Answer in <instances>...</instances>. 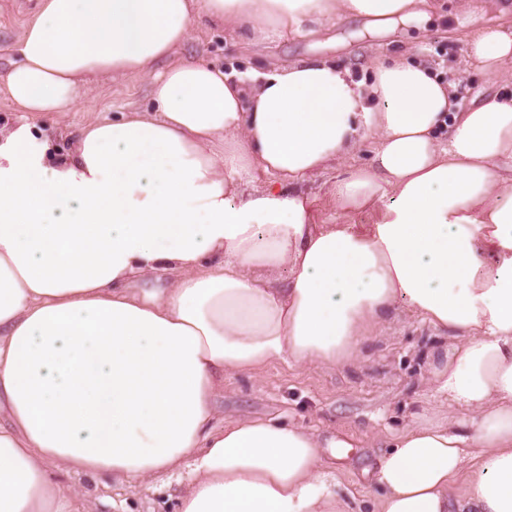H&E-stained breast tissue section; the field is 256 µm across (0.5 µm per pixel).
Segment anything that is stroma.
<instances>
[{
	"label": "stroma",
	"instance_id": "1",
	"mask_svg": "<svg viewBox=\"0 0 512 512\" xmlns=\"http://www.w3.org/2000/svg\"><path fill=\"white\" fill-rule=\"evenodd\" d=\"M38 0H0V77L16 61V45L25 24L33 17ZM473 16L449 11L432 16L425 28H397L383 39L382 50L398 52L427 64L448 82L462 107L492 97L512 98V74L492 78L476 68L460 69L465 36L474 23L507 25L512 16L499 13V0H474ZM337 46L324 47L292 36L252 47L240 33L224 31L209 21H193L189 40L177 56L201 59L235 76L265 69L276 60L296 61L329 53L361 77L371 51L359 33V24L334 27ZM150 108L149 84L141 77L93 84L70 112L48 113L38 118V129L52 132L61 154H68L80 125L91 117L114 119L129 110ZM442 341L417 316L399 311L376 335L367 337L361 357L352 367H320L278 362L255 375L228 374L218 410L227 418L265 417L306 427L322 435L336 434L347 440L344 448L327 449L324 461L341 485L350 492L361 512H372L370 503L379 488L367 472L398 432L413 421H437L447 417V407L431 398L422 383L427 375V354ZM55 479L83 491L92 512H178L186 485L162 476L140 485H126L108 476H81L58 469Z\"/></svg>",
	"mask_w": 512,
	"mask_h": 512
}]
</instances>
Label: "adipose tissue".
I'll list each match as a JSON object with an SVG mask.
<instances>
[{
    "label": "adipose tissue",
    "mask_w": 512,
    "mask_h": 512,
    "mask_svg": "<svg viewBox=\"0 0 512 512\" xmlns=\"http://www.w3.org/2000/svg\"><path fill=\"white\" fill-rule=\"evenodd\" d=\"M472 0H42L0 94V512H85L53 468L187 484L179 512H351L336 438L215 425L229 373L348 367L398 308L454 341L427 383L446 421L398 433L376 512H512V100L457 110L429 67L329 57L231 79L175 60L194 17L270 40L358 20L381 40ZM470 65L512 66L478 25ZM164 70H156L159 61ZM140 75L152 109L93 119L57 159L41 114ZM370 145L367 161L356 158ZM337 221L302 189L331 163ZM370 213L373 223H354ZM288 269L287 283L278 274ZM464 486H456L458 476Z\"/></svg>",
    "instance_id": "ef3b65f1"
}]
</instances>
